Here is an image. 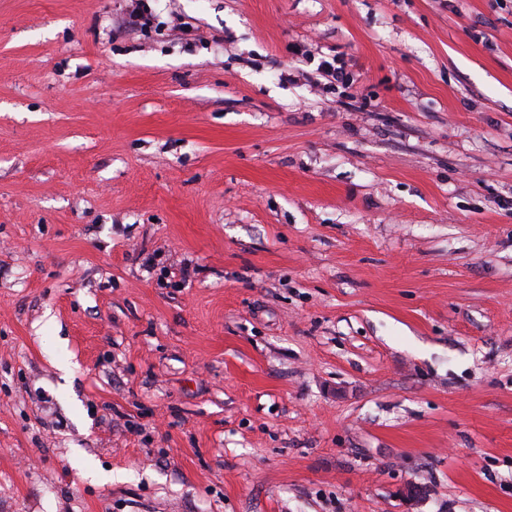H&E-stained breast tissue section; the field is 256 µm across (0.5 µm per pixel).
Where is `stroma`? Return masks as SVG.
I'll return each mask as SVG.
<instances>
[{
    "instance_id": "35a3bbf8",
    "label": "stroma",
    "mask_w": 512,
    "mask_h": 512,
    "mask_svg": "<svg viewBox=\"0 0 512 512\" xmlns=\"http://www.w3.org/2000/svg\"><path fill=\"white\" fill-rule=\"evenodd\" d=\"M148 5L0 0V512H512V0ZM316 80L322 77L328 83H335L336 87L351 88L355 83L353 73L347 70V65L339 55L323 57L316 69Z\"/></svg>"
}]
</instances>
